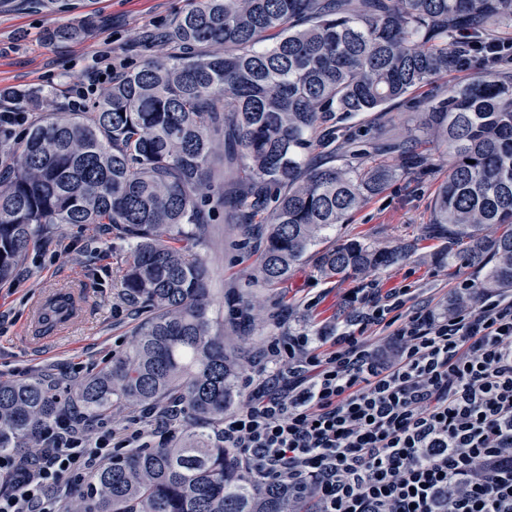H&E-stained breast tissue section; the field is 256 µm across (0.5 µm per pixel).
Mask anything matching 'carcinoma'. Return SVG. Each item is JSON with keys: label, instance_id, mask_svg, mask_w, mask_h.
Returning a JSON list of instances; mask_svg holds the SVG:
<instances>
[{"label": "carcinoma", "instance_id": "1", "mask_svg": "<svg viewBox=\"0 0 512 512\" xmlns=\"http://www.w3.org/2000/svg\"><path fill=\"white\" fill-rule=\"evenodd\" d=\"M463 31L509 39L512 0H191L162 36L178 50L121 72L87 110L33 124L0 175V281L47 226L112 224L130 242L123 297L144 317L131 350L64 398L44 378L0 380V455L35 453L43 430L80 408L96 418L176 404L178 438L106 463L66 512H317L310 492L259 488L224 447L242 366L211 316L202 203L216 201L259 242L251 276L265 288L310 254L324 278L397 263L401 247L322 243L430 163L422 142L350 135L332 160L308 157L336 141L333 130L316 135L333 115L386 112L450 69L495 67L483 50L462 51ZM214 44L224 51L204 50ZM419 108L415 129L448 156L429 219L448 239V265L482 270L480 292L512 288V72L439 90ZM52 295L51 307L78 312L74 290Z\"/></svg>", "mask_w": 512, "mask_h": 512}]
</instances>
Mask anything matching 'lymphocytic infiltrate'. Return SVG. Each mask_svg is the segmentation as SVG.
Returning a JSON list of instances; mask_svg holds the SVG:
<instances>
[{"mask_svg":"<svg viewBox=\"0 0 512 512\" xmlns=\"http://www.w3.org/2000/svg\"><path fill=\"white\" fill-rule=\"evenodd\" d=\"M457 294L452 314L408 288H359L346 327L271 337L224 445L264 487L318 512H512V290ZM144 433L61 430L37 462L0 455V512H56Z\"/></svg>","mask_w":512,"mask_h":512,"instance_id":"1","label":"lymphocytic infiltrate"}]
</instances>
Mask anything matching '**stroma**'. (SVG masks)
<instances>
[{"mask_svg": "<svg viewBox=\"0 0 512 512\" xmlns=\"http://www.w3.org/2000/svg\"><path fill=\"white\" fill-rule=\"evenodd\" d=\"M188 6L189 0H0V90L44 91L51 95V108L65 110L71 86L85 79L98 51L111 49L116 65L135 67L157 51L147 43V35L165 30ZM85 20L90 26L80 39L48 40V31ZM476 75L473 69L449 72L436 86L418 89L412 100L400 103L385 117L358 115L346 125L359 139L377 132L408 138L414 132L416 101L428 98L435 88L464 83ZM447 175V164L438 162L395 181L332 233L328 245L356 238L380 247H405L403 260L373 271L370 278L385 288H411L417 299L444 309L460 281L482 277L476 269L449 266L447 239L428 227L435 193ZM205 211L209 222L200 251L209 265L212 315L223 323L225 333L238 337L243 364L257 359L268 337L305 328L331 333L346 324L350 292L364 287L370 278L324 279L309 257L280 287L248 285L256 252L239 248V228L225 223L223 208L209 204ZM127 248L122 232L108 224L53 227L38 236L13 278L0 282V379L43 373L65 387L75 378L96 373L129 349L141 316L125 301L120 288ZM61 286L84 290L82 314L41 348L30 347L25 331L31 306ZM240 296L262 304L269 323L266 331L232 320L233 301ZM313 298L318 304L307 310ZM127 427L147 431L153 444L169 436L168 431L156 429L154 419L138 418L126 408L86 425L94 437L107 429Z\"/></svg>", "mask_w": 512, "mask_h": 512, "instance_id": "stroma-1", "label": "stroma"}]
</instances>
